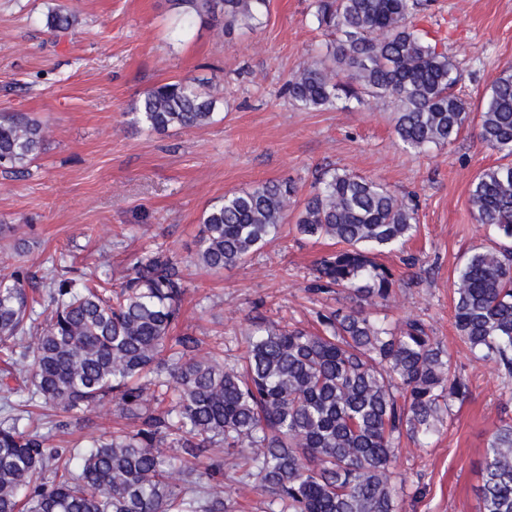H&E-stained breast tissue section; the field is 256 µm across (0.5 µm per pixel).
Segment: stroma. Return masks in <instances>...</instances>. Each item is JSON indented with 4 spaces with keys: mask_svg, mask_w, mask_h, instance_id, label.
I'll list each match as a JSON object with an SVG mask.
<instances>
[{
    "mask_svg": "<svg viewBox=\"0 0 512 512\" xmlns=\"http://www.w3.org/2000/svg\"><path fill=\"white\" fill-rule=\"evenodd\" d=\"M69 2L0 0V113L49 126L29 177L0 175V256L19 235L31 270L63 261L94 275L105 254L117 279L142 251L166 249L189 287L178 333L221 344L231 364L245 353L252 318L308 326L336 306L335 296L306 290L314 261L333 245L287 225L246 265L215 273L192 260L202 212L266 180L290 182L305 199L325 165L386 184L417 203L418 227L403 251L378 257L396 284L376 312L423 321L471 390L429 446L402 439L393 463L410 490L402 512H477L484 448L512 422V389L495 364L471 357L452 305L463 255L495 241L469 196L479 173L502 162L478 130L492 80L512 67V0H420L414 21L458 66L471 110L456 141L420 155L402 148L392 99L306 111L282 95L289 74L325 50L311 0H269L251 29L183 27L170 0H79L73 33L50 32L47 13ZM185 77L217 96L212 123L165 134L133 124L144 92Z\"/></svg>",
    "mask_w": 512,
    "mask_h": 512,
    "instance_id": "1",
    "label": "stroma"
}]
</instances>
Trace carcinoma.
Listing matches in <instances>:
<instances>
[{"instance_id":"carcinoma-1","label":"carcinoma","mask_w":512,"mask_h":512,"mask_svg":"<svg viewBox=\"0 0 512 512\" xmlns=\"http://www.w3.org/2000/svg\"><path fill=\"white\" fill-rule=\"evenodd\" d=\"M184 25L260 22L268 0H172ZM323 56L292 72L285 92L307 110L392 98L394 131L417 153L451 144L470 122L456 93L462 75L411 20V0H312ZM67 9L46 16L64 34ZM217 97L191 78L148 90L134 121L149 133L207 125ZM48 126L0 113V172L20 177L44 149ZM479 138L511 162L480 172L470 190L476 220L498 239L458 269L454 324L476 360L512 384V72L490 86ZM286 181L228 192L205 209L193 261L221 272L247 263L281 233L338 249L316 262L308 290L346 292L351 305L319 311L316 327L256 323L242 362L220 363L189 333L172 337L187 285L162 249L136 256L114 290L72 266L37 276L23 261L0 271V389L25 407L87 419L112 403L133 429L58 446L24 410L0 406V512H235L224 487L251 480L270 512H400L392 464L404 437L422 444L467 377L424 323L375 315L394 291L375 255L416 231V210L387 186L328 169L302 202ZM478 512H512V423L490 434Z\"/></svg>"}]
</instances>
